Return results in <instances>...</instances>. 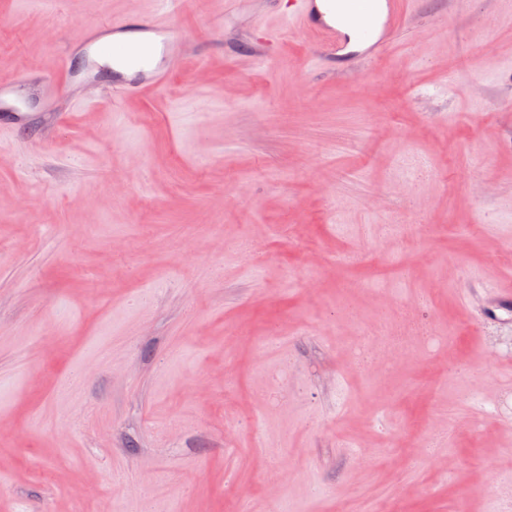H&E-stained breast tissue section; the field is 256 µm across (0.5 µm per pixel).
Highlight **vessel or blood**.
Here are the masks:
<instances>
[{"instance_id": "obj_1", "label": "vessel or blood", "mask_w": 512, "mask_h": 512, "mask_svg": "<svg viewBox=\"0 0 512 512\" xmlns=\"http://www.w3.org/2000/svg\"><path fill=\"white\" fill-rule=\"evenodd\" d=\"M343 3L359 28L372 35L369 45L353 58L356 66L381 56L392 38L411 24L415 11L414 0H294L289 26L316 37L313 59L317 64H330L342 46L339 23L327 21L325 14ZM178 5L179 0H163L156 13L117 17L83 28L71 44L86 57L82 71L72 72L65 58L54 70L16 72L11 82L0 84V125L13 124L22 115L18 101L27 94L53 98L76 85L84 101L96 103L101 93L93 88V74L104 67L112 71L106 92L113 103L162 90L173 65L191 55Z\"/></svg>"}]
</instances>
